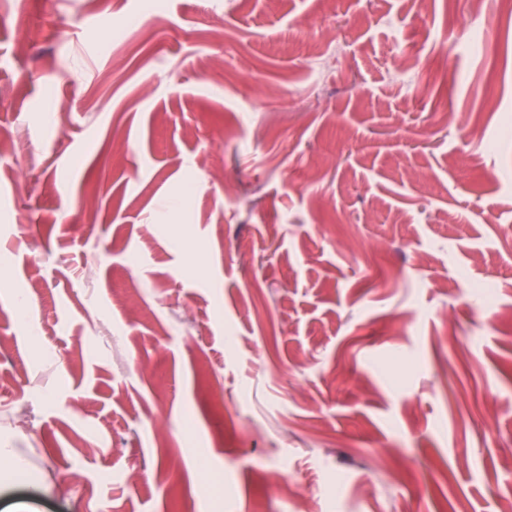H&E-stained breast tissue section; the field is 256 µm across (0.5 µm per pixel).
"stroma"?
<instances>
[{"label": "stroma", "mask_w": 512, "mask_h": 512, "mask_svg": "<svg viewBox=\"0 0 512 512\" xmlns=\"http://www.w3.org/2000/svg\"><path fill=\"white\" fill-rule=\"evenodd\" d=\"M146 2L0 0L11 499L505 512L512 10ZM16 458V451L13 448H0V459H1V467H4L7 471V474L10 478L8 484L0 485L1 492H6L10 490L14 485L20 483L25 476L24 470L13 460ZM4 461H9L7 466L3 465Z\"/></svg>", "instance_id": "35a3bbf8"}]
</instances>
